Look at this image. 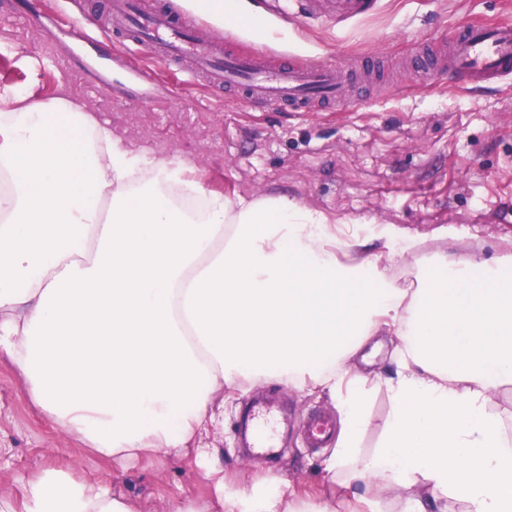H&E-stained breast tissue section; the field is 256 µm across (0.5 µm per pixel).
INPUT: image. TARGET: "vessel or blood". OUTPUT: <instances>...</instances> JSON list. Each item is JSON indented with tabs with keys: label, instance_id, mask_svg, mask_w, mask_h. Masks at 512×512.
<instances>
[{
	"label": "vessel or blood",
	"instance_id": "1",
	"mask_svg": "<svg viewBox=\"0 0 512 512\" xmlns=\"http://www.w3.org/2000/svg\"><path fill=\"white\" fill-rule=\"evenodd\" d=\"M377 0H304L306 14L344 23L370 14ZM112 36L126 45L151 50L164 61L182 60L190 78H204L215 89H239L253 104H285L299 110L338 99L345 90L335 67L318 61L268 66L262 53L219 52L216 43L196 25L178 21L166 10L142 9L139 0H112ZM441 69L455 74L458 87L501 86L512 82V25H471L451 43ZM254 407L241 415L249 430L247 447L267 455L276 450L260 425ZM332 425L322 416L306 427L311 447H320Z\"/></svg>",
	"mask_w": 512,
	"mask_h": 512
}]
</instances>
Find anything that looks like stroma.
<instances>
[{"mask_svg":"<svg viewBox=\"0 0 512 512\" xmlns=\"http://www.w3.org/2000/svg\"><path fill=\"white\" fill-rule=\"evenodd\" d=\"M108 2L68 0L64 26L50 0H0V90L32 101L76 97L137 146L191 161L212 190L288 196L324 211L345 234L368 238L372 254L385 252L388 228L421 241L427 253L454 252L464 242L488 259L512 250V90L461 91L447 71L421 81L410 67L465 25L512 22V0H378L368 16L338 25L283 15L267 0H239L263 22L239 24L236 51L264 50L273 65L309 59L347 69L384 61L369 88L309 112L257 106L199 81L168 99L174 68L154 63L149 51L83 37L82 19H97ZM269 396L296 418H271L281 450L272 463L244 453L237 432L242 410ZM316 412L338 414L327 394L243 380L225 391L224 416L203 442L216 449L229 489L269 472L316 492L332 447H307L298 427ZM49 468L109 486L135 512H170L185 491L198 503L209 500L195 460L109 462L58 433L0 359V496L20 498L27 479Z\"/></svg>","mask_w":512,"mask_h":512,"instance_id":"1","label":"stroma"}]
</instances>
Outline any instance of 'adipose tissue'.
<instances>
[{
    "label": "adipose tissue",
    "mask_w": 512,
    "mask_h": 512,
    "mask_svg": "<svg viewBox=\"0 0 512 512\" xmlns=\"http://www.w3.org/2000/svg\"><path fill=\"white\" fill-rule=\"evenodd\" d=\"M323 211L228 196L66 96L0 92V357L60 434L107 460L193 456L215 512H336L267 474L227 489L202 439L224 390L273 377L336 400L323 470L352 512H512V432L489 401L512 386V252L417 241L363 255ZM390 376L350 361L379 331ZM392 407L360 454L369 390ZM0 512H133L117 493L46 470Z\"/></svg>",
    "instance_id": "obj_1"
}]
</instances>
